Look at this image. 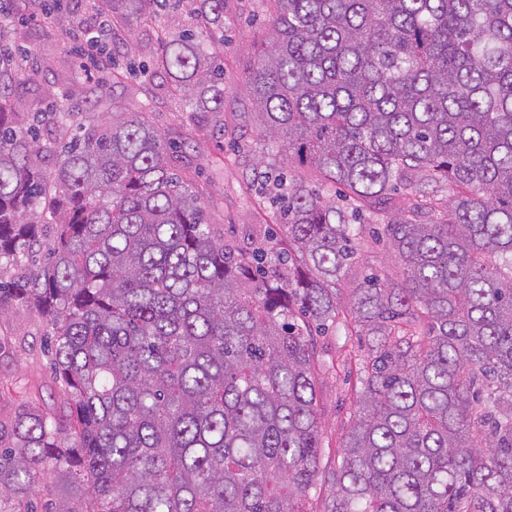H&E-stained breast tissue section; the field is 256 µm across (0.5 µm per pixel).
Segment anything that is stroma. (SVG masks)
Here are the masks:
<instances>
[{"label": "stroma", "instance_id": "obj_1", "mask_svg": "<svg viewBox=\"0 0 512 512\" xmlns=\"http://www.w3.org/2000/svg\"><path fill=\"white\" fill-rule=\"evenodd\" d=\"M18 36L26 51L24 65L35 73L31 82L19 86L20 95L38 99L41 107L64 103L92 108L98 89H105L116 112H142L162 132L187 143L190 167H203L195 188L206 203L212 223L234 237L247 224L264 223L271 212L261 181L247 182L246 164L254 160L250 145L259 141L253 120L247 79L266 44L271 17L268 0H224V41L213 47L224 69V110L238 113L235 138L216 140L204 123L194 119L174 95L163 77L143 86L139 74L128 68L130 60L155 64L160 47L157 29L180 31L194 27V17L181 10L158 12L154 23L130 24L121 13L112 17V43L119 47L111 68L100 58L78 56L86 48L90 32L98 28L99 15L85 0H77L73 11L60 15L59 24L47 26L30 13L29 0H11ZM357 264L341 289L349 299L362 274L398 280L402 270L394 255L375 241L372 233L356 240ZM370 337L345 338L328 332L316 337L317 352L325 367L317 380V401L321 421V468L329 470L341 457L342 429L355 409L359 390L357 358L363 355ZM49 328L34 309L20 306L0 321V422L9 423L21 406L33 405L46 411H60L63 393L56 383L48 352Z\"/></svg>", "mask_w": 512, "mask_h": 512}]
</instances>
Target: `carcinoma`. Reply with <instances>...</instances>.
I'll return each mask as SVG.
<instances>
[{
  "mask_svg": "<svg viewBox=\"0 0 512 512\" xmlns=\"http://www.w3.org/2000/svg\"><path fill=\"white\" fill-rule=\"evenodd\" d=\"M46 23L64 0H29ZM151 16L160 0H97ZM162 39L174 92L212 131L224 0ZM249 75L251 175L283 200L288 247L209 222L170 138L138 112H34L0 53V318L51 329L67 413L0 423V502L33 512H512V0H269ZM344 189L353 210L288 180ZM413 198L410 207L397 193ZM448 193L444 219H425ZM384 221L402 280L342 309L353 211ZM371 336L341 461L319 475L313 333Z\"/></svg>",
  "mask_w": 512,
  "mask_h": 512,
  "instance_id": "1",
  "label": "carcinoma"
}]
</instances>
